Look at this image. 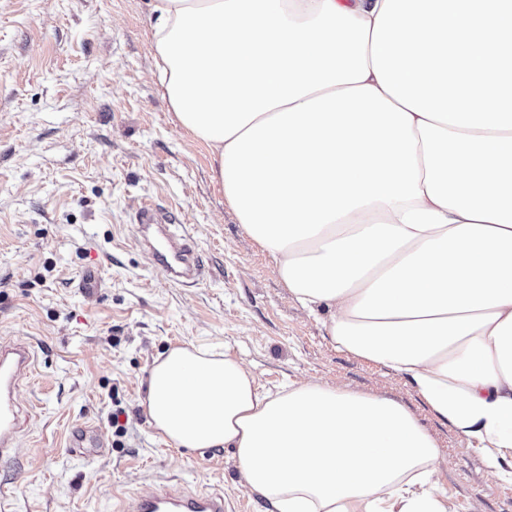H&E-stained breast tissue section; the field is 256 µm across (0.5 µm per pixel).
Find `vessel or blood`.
Listing matches in <instances>:
<instances>
[{"label": "vessel or blood", "mask_w": 512, "mask_h": 512, "mask_svg": "<svg viewBox=\"0 0 512 512\" xmlns=\"http://www.w3.org/2000/svg\"><path fill=\"white\" fill-rule=\"evenodd\" d=\"M135 228L152 263L166 271L174 283L196 286L205 280L207 270L197 243L193 236L178 229L174 216L145 202L136 214ZM33 365L28 342L0 339V462L10 459L18 446L25 410L17 390ZM71 445L100 448L104 438L97 428L85 425L73 432ZM118 512H224V494L165 485L124 498Z\"/></svg>", "instance_id": "b4317fda"}]
</instances>
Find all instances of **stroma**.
Returning <instances> with one entry per match:
<instances>
[{
	"label": "stroma",
	"mask_w": 512,
	"mask_h": 512,
	"mask_svg": "<svg viewBox=\"0 0 512 512\" xmlns=\"http://www.w3.org/2000/svg\"><path fill=\"white\" fill-rule=\"evenodd\" d=\"M149 0H0V337L33 345L17 457L0 467L9 512H116L177 483L220 490L225 512H267L231 449L175 448L143 406L156 360L188 344L230 350L259 387L296 381L391 398L436 441L448 512H512V482L393 369L337 350L238 223L206 145L176 123L154 75ZM174 212L208 275L153 267L129 230L142 201ZM101 286H78L86 268ZM120 448L72 449L81 424Z\"/></svg>",
	"instance_id": "stroma-1"
}]
</instances>
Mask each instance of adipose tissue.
Segmentation results:
<instances>
[{"mask_svg": "<svg viewBox=\"0 0 512 512\" xmlns=\"http://www.w3.org/2000/svg\"><path fill=\"white\" fill-rule=\"evenodd\" d=\"M154 63L239 224L336 349L512 451V0H150ZM175 447L230 448L274 512H447L393 399L259 391L229 353L156 363Z\"/></svg>", "mask_w": 512, "mask_h": 512, "instance_id": "adipose-tissue-1", "label": "adipose tissue"}]
</instances>
